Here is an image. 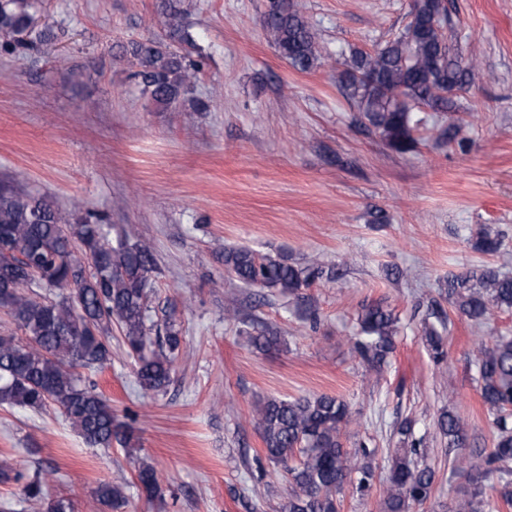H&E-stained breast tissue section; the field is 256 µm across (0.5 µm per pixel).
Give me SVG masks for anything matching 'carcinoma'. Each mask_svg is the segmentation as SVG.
<instances>
[{"instance_id": "1", "label": "carcinoma", "mask_w": 512, "mask_h": 512, "mask_svg": "<svg viewBox=\"0 0 512 512\" xmlns=\"http://www.w3.org/2000/svg\"><path fill=\"white\" fill-rule=\"evenodd\" d=\"M440 0H413L411 19L385 46L356 51L340 77L344 96L360 117L389 146L406 153L417 147L411 112L419 106L442 108L450 94L474 75L452 55L442 33L443 21L434 18ZM265 26L279 55L298 71L317 66L321 51L312 25L294 0H268ZM165 37L131 39L121 55L156 105L167 109L189 104L196 112L208 109L195 95L202 69L201 48L185 27L181 12L166 6ZM56 38L49 24L37 25L35 0H0V54L20 55ZM134 229L112 242L104 215L88 211L64 225L54 200L35 196L8 184L0 185V310L24 334L0 336V405L40 411L55 407L91 447L127 446L131 426L122 424L112 404L78 368L96 369L112 362V325L121 332L126 355L134 360L140 386L163 391L170 384L181 352V328L171 310L157 322L150 317L149 294L156 265L150 248L129 243ZM501 235L483 228L475 247L494 253ZM224 271L247 286L271 288L296 295L313 281L332 276V269L314 261L301 267L285 258L260 256L245 248L224 250ZM56 294L49 299L48 295ZM448 304L473 324L489 323L496 311H512V277L493 268L472 270L448 278ZM425 321L423 339L432 360L446 359L444 312L435 307ZM224 319L245 326L259 350L279 344L278 330L259 317H244L231 298ZM353 350L369 370L379 374L395 348L398 319L381 302L362 306ZM477 389L486 407L493 448L460 456L455 466L467 475L470 491L452 512H494L512 507V335L480 339L473 349ZM252 419L263 452L280 466L286 492L280 512H339L348 478L355 490L368 494L375 479L376 450L360 440L357 449L345 448L343 438L352 423L348 403L328 395L293 399L267 397L258 401ZM448 447L463 448L467 424L446 410L437 419ZM404 447L391 455L383 490V512H411L434 493L435 470L425 463V440L415 437L413 422L395 427ZM22 485L25 503L33 512H74L66 497H47L42 471L31 475L0 460V483ZM139 487L149 502L163 501L155 468L142 461L134 481L124 473L93 491L95 501L120 512L128 502L126 488Z\"/></svg>"}]
</instances>
